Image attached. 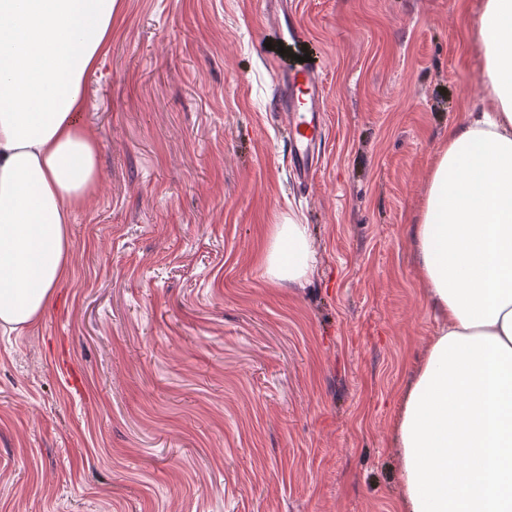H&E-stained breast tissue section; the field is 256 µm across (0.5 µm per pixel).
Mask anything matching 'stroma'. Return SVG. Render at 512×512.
<instances>
[{"mask_svg":"<svg viewBox=\"0 0 512 512\" xmlns=\"http://www.w3.org/2000/svg\"><path fill=\"white\" fill-rule=\"evenodd\" d=\"M483 2L291 0L326 87L303 188L264 0H122L68 274L0 332V512H397L394 417L437 328L409 228L483 94ZM287 216L301 287L264 274ZM317 258L306 224L288 216L272 227L264 266L271 281L303 286L314 274Z\"/></svg>","mask_w":512,"mask_h":512,"instance_id":"stroma-1","label":"stroma"}]
</instances>
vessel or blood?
Wrapping results in <instances>:
<instances>
[{
    "instance_id": "vessel-or-blood-1",
    "label": "vessel or blood",
    "mask_w": 512,
    "mask_h": 512,
    "mask_svg": "<svg viewBox=\"0 0 512 512\" xmlns=\"http://www.w3.org/2000/svg\"><path fill=\"white\" fill-rule=\"evenodd\" d=\"M325 92L322 71L315 62L290 61L277 76L274 109L281 112L288 136V165L304 184L312 181L319 167Z\"/></svg>"
}]
</instances>
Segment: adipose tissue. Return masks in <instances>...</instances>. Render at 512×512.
I'll return each instance as SVG.
<instances>
[{
    "mask_svg": "<svg viewBox=\"0 0 512 512\" xmlns=\"http://www.w3.org/2000/svg\"><path fill=\"white\" fill-rule=\"evenodd\" d=\"M121 0H0V328L31 326L70 261L100 181L82 115ZM484 95L450 127L411 223L439 316L393 425L399 512H512V0H485ZM307 225H273L271 281L303 285Z\"/></svg>",
    "mask_w": 512,
    "mask_h": 512,
    "instance_id": "adipose-tissue-1",
    "label": "adipose tissue"
}]
</instances>
